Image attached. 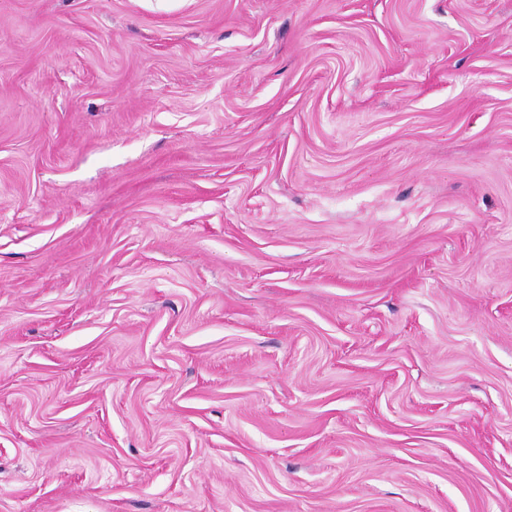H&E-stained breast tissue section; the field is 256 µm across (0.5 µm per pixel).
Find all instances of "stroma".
I'll list each match as a JSON object with an SVG mask.
<instances>
[{
    "mask_svg": "<svg viewBox=\"0 0 512 512\" xmlns=\"http://www.w3.org/2000/svg\"><path fill=\"white\" fill-rule=\"evenodd\" d=\"M0 512H512V0H0Z\"/></svg>",
    "mask_w": 512,
    "mask_h": 512,
    "instance_id": "35a3bbf8",
    "label": "stroma"
}]
</instances>
